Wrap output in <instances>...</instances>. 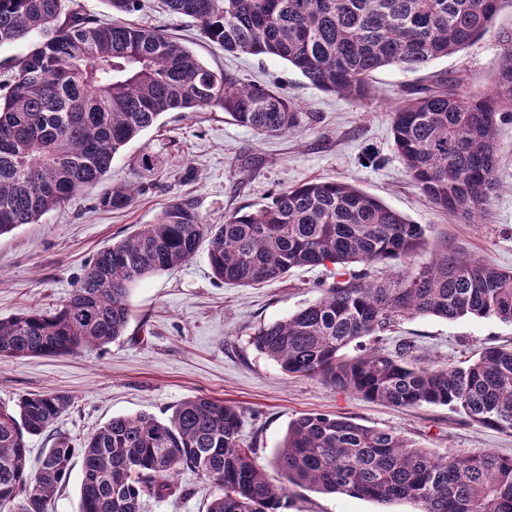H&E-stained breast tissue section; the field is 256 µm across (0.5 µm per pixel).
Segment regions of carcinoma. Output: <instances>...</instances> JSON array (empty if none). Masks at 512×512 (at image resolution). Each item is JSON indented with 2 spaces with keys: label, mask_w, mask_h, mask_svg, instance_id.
Segmentation results:
<instances>
[{
  "label": "carcinoma",
  "mask_w": 512,
  "mask_h": 512,
  "mask_svg": "<svg viewBox=\"0 0 512 512\" xmlns=\"http://www.w3.org/2000/svg\"><path fill=\"white\" fill-rule=\"evenodd\" d=\"M98 18L75 0H0V46L37 36L0 82V236L104 180L114 155L170 111L221 110L270 137L313 120L267 85L243 83L198 61L150 27L112 14L139 0H106ZM230 53L287 62L312 85L354 102L368 76L396 66L419 71L492 32L512 0H164ZM512 51L494 86L474 92L450 78L407 91L390 111L395 149L413 183L437 207L471 223L501 190L500 123L512 118ZM149 179L110 185L97 206L123 211ZM208 241L214 277L251 286L306 266H333L315 301L254 332L251 344L289 377L394 407L443 405L477 424L512 432V346L491 345L465 366L422 365L378 346L397 323L419 316L495 318L512 324V271L445 251L414 268L425 232L353 184L311 181L279 190L256 208L210 224L187 196L98 252L70 297L54 310L0 318V363L102 349L123 335L131 287L179 270ZM384 264L381 279L348 273ZM72 405L62 393L26 394L0 405V512H47L81 463L79 512H142L182 497L190 469L210 483L206 512H280L288 485L378 503L408 501L417 512H512V457L493 452L442 458L389 430L349 417L305 414L292 421L270 482L240 438L242 412L222 399L193 397L165 419L115 416L84 438L58 435L40 466L27 467L28 439L50 430Z\"/></svg>",
  "instance_id": "obj_1"
}]
</instances>
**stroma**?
<instances>
[{
    "instance_id": "stroma-1",
    "label": "stroma",
    "mask_w": 512,
    "mask_h": 512,
    "mask_svg": "<svg viewBox=\"0 0 512 512\" xmlns=\"http://www.w3.org/2000/svg\"><path fill=\"white\" fill-rule=\"evenodd\" d=\"M125 22L152 26L188 47L213 69L245 82L279 88L301 111L318 113L303 130L264 137L235 124L219 110L167 112L112 159L108 184H138L142 154L159 156L154 184L133 207L105 211L95 206L98 187L85 188L63 208L38 223L0 236V317L30 307H59L87 265L105 247L140 225L154 223L177 196L196 200L210 223L225 214L256 208L284 187L314 179L348 181L425 229L426 245L413 266L430 263L443 247L466 258H483L512 269V121L498 131V176L503 185L486 215L467 224L437 208L413 184L395 150L389 113L407 90L442 78L466 87L492 88L506 48L496 30H512V10L503 9L495 30L464 49L432 62L420 72L398 67L375 71L371 96L347 100L311 85L285 62L265 56L230 54L205 39L186 19L165 10L160 0H141ZM374 161H367V154ZM328 268L301 267L256 286L227 285L212 274L207 245L181 269L136 284L123 336L102 349L23 358L0 365V403L14 404L28 393L59 392L72 399L54 424L55 432L84 437L112 417L140 412L168 417L191 397H215L238 405L240 438L256 450L274 484L284 482L273 461L290 422L308 413L338 414L395 432L435 455L493 452L512 456V434L481 426L445 406L396 408L337 392L316 378H291L258 353L250 338L320 297L331 283ZM512 340V325L493 318L444 320L420 316L388 332L383 348L400 345L425 365L468 360L491 344ZM177 481L185 498L150 503L145 512H206L208 482L190 470ZM412 503L381 504L339 494L288 489L282 512H414Z\"/></svg>"
}]
</instances>
